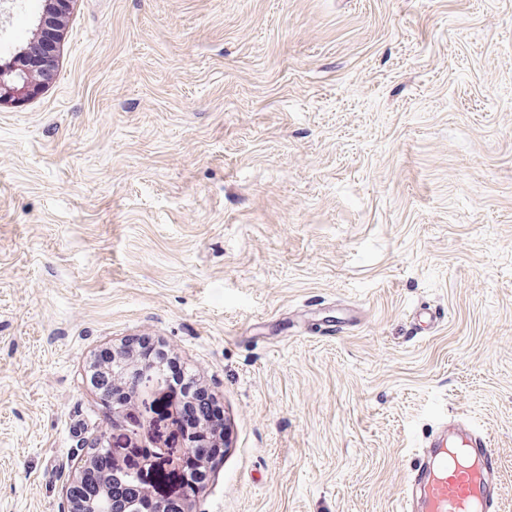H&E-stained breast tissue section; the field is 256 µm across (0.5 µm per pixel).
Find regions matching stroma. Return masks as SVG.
<instances>
[{
	"instance_id": "1",
	"label": "stroma",
	"mask_w": 512,
	"mask_h": 512,
	"mask_svg": "<svg viewBox=\"0 0 512 512\" xmlns=\"http://www.w3.org/2000/svg\"><path fill=\"white\" fill-rule=\"evenodd\" d=\"M136 336L224 409L192 512H401L443 418L512 512V0H74L0 103V512H68ZM73 0H45L38 25L29 46L9 69L0 73V103L24 100L37 96L55 70L57 44L61 40L63 21ZM20 71L23 78H10Z\"/></svg>"
}]
</instances>
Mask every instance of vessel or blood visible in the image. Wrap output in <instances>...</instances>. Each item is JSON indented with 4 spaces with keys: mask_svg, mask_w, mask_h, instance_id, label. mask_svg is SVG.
I'll use <instances>...</instances> for the list:
<instances>
[{
    "mask_svg": "<svg viewBox=\"0 0 512 512\" xmlns=\"http://www.w3.org/2000/svg\"><path fill=\"white\" fill-rule=\"evenodd\" d=\"M449 436H436L416 469L411 485L414 512H496L492 477L499 460L486 435L463 424Z\"/></svg>",
    "mask_w": 512,
    "mask_h": 512,
    "instance_id": "b4317fda",
    "label": "vessel or blood"
}]
</instances>
